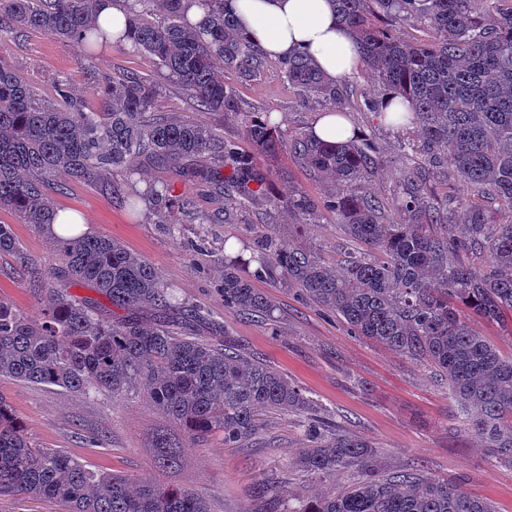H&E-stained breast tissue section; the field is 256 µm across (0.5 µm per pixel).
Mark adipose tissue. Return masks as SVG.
I'll return each mask as SVG.
<instances>
[{
	"label": "adipose tissue",
	"mask_w": 512,
	"mask_h": 512,
	"mask_svg": "<svg viewBox=\"0 0 512 512\" xmlns=\"http://www.w3.org/2000/svg\"><path fill=\"white\" fill-rule=\"evenodd\" d=\"M231 6L240 31L270 58L304 53L333 80L360 67L333 0H231Z\"/></svg>",
	"instance_id": "obj_1"
}]
</instances>
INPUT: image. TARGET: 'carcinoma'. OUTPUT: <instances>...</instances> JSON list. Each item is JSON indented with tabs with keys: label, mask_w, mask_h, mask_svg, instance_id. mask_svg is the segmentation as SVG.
Returning <instances> with one entry per match:
<instances>
[{
	"label": "carcinoma",
	"mask_w": 512,
	"mask_h": 512,
	"mask_svg": "<svg viewBox=\"0 0 512 512\" xmlns=\"http://www.w3.org/2000/svg\"><path fill=\"white\" fill-rule=\"evenodd\" d=\"M98 0H0V43L49 31L80 49L91 65L100 46L129 41L132 52L162 68L193 105L221 112L239 138L157 112L158 86L134 73L96 74L103 94L91 110L70 81H54L55 97L39 96L0 59V210L43 233L56 214L55 194L68 181L112 187L147 161L206 188L214 199L245 207L262 203L269 217L286 213L310 224L319 209L336 215L347 237L369 247L331 264L319 253L268 238L250 255L226 259L219 290L224 307L268 317L271 305L256 278L282 281L336 314L347 330L427 361L448 380L465 413L466 430L512 465V357L504 358L475 328L496 324L512 333V0H335L355 37L361 67L399 98L400 124L419 125L415 157L400 170L390 221L370 194L357 191L382 160L364 135L326 144L283 130L269 112H245L234 84L252 80L264 52L237 28L230 0H134L128 32L95 22ZM201 17L191 21L187 5ZM411 22L424 38L392 32ZM288 84L329 103L349 100L346 81L328 80L304 54L278 60ZM246 140L252 152L239 147ZM286 151L335 184L321 203L304 191L270 192L272 170L257 156ZM450 170L447 189L466 194L448 212L431 202L425 166ZM149 197L155 223L173 220L168 184L132 191ZM54 264L22 246L0 223V257L26 274L39 305L30 317L0 298V378L54 386L88 397L126 400L141 391L190 441L221 431L235 448L260 429L263 411L301 416L306 439L296 465L316 476L366 470L369 478L343 492L304 501L289 512H492L484 499L414 469L390 478L373 474L378 449L314 413L312 401L278 370L244 356L228 331L167 286L144 258L108 236L81 232L56 240ZM89 288L125 311L108 319L101 303L72 293ZM152 311L154 321L143 314ZM206 326L210 336L197 335ZM224 335V343L213 337ZM154 464H182L166 432L154 436ZM52 499L64 512H210L195 493L145 478L94 470L68 453L38 448L0 397V496Z\"/></svg>",
	"instance_id": "obj_1"
}]
</instances>
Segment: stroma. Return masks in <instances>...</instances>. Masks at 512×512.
I'll use <instances>...</instances> for the list:
<instances>
[{
	"instance_id": "1",
	"label": "stroma",
	"mask_w": 512,
	"mask_h": 512,
	"mask_svg": "<svg viewBox=\"0 0 512 512\" xmlns=\"http://www.w3.org/2000/svg\"><path fill=\"white\" fill-rule=\"evenodd\" d=\"M0 59L24 74L44 97L50 96L57 77H68L91 106L99 101L92 71L134 72L158 84L161 112L223 129L228 138L237 135L235 125L223 114L193 106L151 60L116 46L97 50L91 69L86 70L78 64L76 47L37 32L1 44ZM349 83L353 99L347 117L358 132L373 138L385 159L382 170L362 190L389 208L399 193V172L417 131L385 124L367 111L365 98L380 95L381 90L365 71L350 76ZM237 89L246 111L272 113L288 130L309 131L316 116L328 108L322 99L289 87L270 58L254 80L238 84ZM268 165L278 174L279 193L298 188L318 200L331 191L330 183L310 176L288 154L269 160ZM138 169L134 181L115 177L111 192L97 185L67 183L55 197L56 206L79 212L92 234L112 237L147 259L180 297L223 324L248 356L276 368L306 391L319 415L349 434L369 439L378 450V477L415 468L424 476L462 485L488 501L495 512H512V465L495 462L465 431L463 413L450 398L444 375L425 362L350 334L335 314L278 282H254L271 303L267 318L248 319L225 308L218 291L225 254L254 249L261 237L270 235L315 249L327 262H336L347 238L332 214L322 213L316 222L300 226L282 217L272 225L266 222L262 206L256 205L231 210L222 220L221 204L203 187L143 162ZM157 180L167 181L172 195L190 203L195 212L217 216V223L185 220L178 208L174 217L180 222L179 231L172 236L164 225L154 223L150 206L131 214L123 197L131 187ZM0 298L28 315L37 312L21 270L7 257L0 259ZM0 397L37 447L64 450L91 467L134 480L152 475L153 434L170 426L143 396L116 402L108 395L87 398L5 378L0 379ZM260 422L259 433L238 448L225 447L219 433L199 444L184 443L182 466L161 474V481L200 493L211 512H259L255 488L264 483L281 486L288 496L279 500L277 508L289 512L300 501L340 493L363 479L360 471L309 476L295 464L304 442L297 417L264 412Z\"/></svg>"
}]
</instances>
